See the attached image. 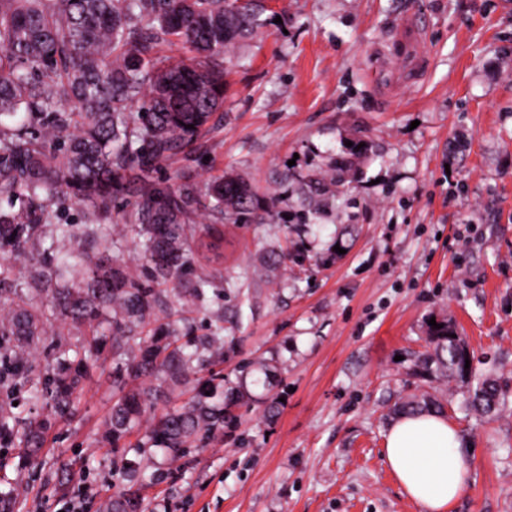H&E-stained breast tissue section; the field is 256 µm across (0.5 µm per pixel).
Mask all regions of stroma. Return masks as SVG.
Wrapping results in <instances>:
<instances>
[{
  "label": "stroma",
  "instance_id": "1",
  "mask_svg": "<svg viewBox=\"0 0 512 512\" xmlns=\"http://www.w3.org/2000/svg\"><path fill=\"white\" fill-rule=\"evenodd\" d=\"M419 16L423 80L391 53ZM224 62V106L154 177L198 187L226 173L257 187L263 220L227 224L202 206L191 242L203 304L179 330L224 333V377L245 391L234 426L178 462L146 450V512H422L384 464L389 408L422 388L409 372L426 321L463 333L479 370L512 392V0H272ZM352 159L349 185L333 179ZM319 187H311V178ZM118 197L111 257L138 268ZM224 256L205 261L208 233ZM303 265L267 268L276 238ZM253 306L240 305L238 288ZM111 354L89 369L79 410L49 433L35 466L0 456L9 512H102L121 483L105 440ZM454 394L470 481L451 512H512V412L484 421ZM73 479L60 492L64 471Z\"/></svg>",
  "mask_w": 512,
  "mask_h": 512
}]
</instances>
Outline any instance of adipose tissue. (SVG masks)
I'll return each instance as SVG.
<instances>
[{"label": "adipose tissue", "mask_w": 512, "mask_h": 512, "mask_svg": "<svg viewBox=\"0 0 512 512\" xmlns=\"http://www.w3.org/2000/svg\"><path fill=\"white\" fill-rule=\"evenodd\" d=\"M463 445L458 430L444 417L403 416L387 432L385 460L422 512H448L469 483Z\"/></svg>", "instance_id": "obj_1"}]
</instances>
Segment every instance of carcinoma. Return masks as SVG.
<instances>
[{
    "instance_id": "1",
    "label": "carcinoma",
    "mask_w": 512,
    "mask_h": 512,
    "mask_svg": "<svg viewBox=\"0 0 512 512\" xmlns=\"http://www.w3.org/2000/svg\"><path fill=\"white\" fill-rule=\"evenodd\" d=\"M265 11L261 0L240 9L236 0H0V252L31 259V242L45 228L53 238L74 243L64 257L40 263L35 286L22 288L13 266L0 262V341L13 349L5 368L27 387L33 402L50 408L40 418L0 409V442L16 440L22 459L37 461L58 421L75 416L79 384L88 363L112 350L117 362L114 402L108 420L112 451L124 455L158 448L173 460L202 448L217 428L235 423L241 391L224 390V374L210 369L212 348L224 342V325L209 333L181 334L179 308L204 300L199 280L180 287L190 274L187 254L199 205L190 182L177 189L154 180L157 166L192 144L224 104V67L219 60L233 43L254 31ZM176 39L194 56L165 63L156 46ZM139 111H132L136 101ZM194 128H189V125ZM134 200L123 223L137 234L145 278L117 263L107 252L85 251L99 221L112 218V203L129 181ZM213 209L224 222L258 217L261 198L248 182L226 175L207 187ZM90 208V224L78 232L52 222L54 210ZM300 264L288 249L273 250L267 264ZM83 268L75 280L71 268ZM84 328L70 343L55 340V320ZM429 328L428 349L411 367L421 380L466 385L467 410L493 419L509 410L508 391L490 373L465 368L470 352L463 337L443 320ZM135 347L138 355L126 359ZM189 386L176 403L173 387ZM448 400L424 390L393 407V413H446ZM165 410L156 413L157 406ZM147 419L137 444L126 438ZM125 487L105 504L124 512L134 487L153 477L126 462Z\"/></svg>"
}]
</instances>
